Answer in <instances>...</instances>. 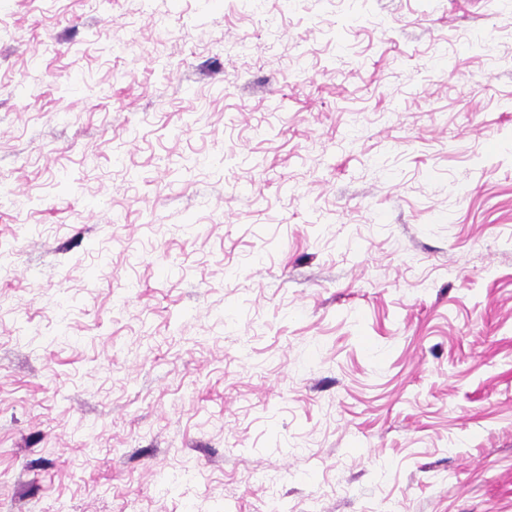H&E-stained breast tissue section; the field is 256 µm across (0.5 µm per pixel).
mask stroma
<instances>
[{"label": "stroma", "mask_w": 512, "mask_h": 512, "mask_svg": "<svg viewBox=\"0 0 512 512\" xmlns=\"http://www.w3.org/2000/svg\"><path fill=\"white\" fill-rule=\"evenodd\" d=\"M5 512H512V0H0Z\"/></svg>", "instance_id": "35a3bbf8"}]
</instances>
